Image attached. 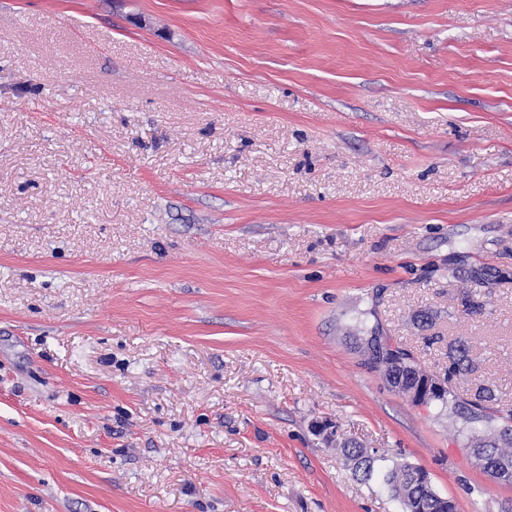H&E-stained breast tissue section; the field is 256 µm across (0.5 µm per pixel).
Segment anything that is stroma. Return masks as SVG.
<instances>
[{
  "mask_svg": "<svg viewBox=\"0 0 512 512\" xmlns=\"http://www.w3.org/2000/svg\"><path fill=\"white\" fill-rule=\"evenodd\" d=\"M370 328L512 408V0H0V512H512ZM344 455L353 462L352 470L356 478L362 481L371 480L375 473V463L378 460H386L385 457L378 456L373 450L369 453L365 448L356 445L344 446ZM421 468L407 462L392 461V466L383 470L379 477L395 497L401 493L407 495L408 503L405 504L408 508L417 500H423L427 512H448L443 504L445 497L439 495L431 486L423 484L431 481L425 468L419 474L423 483L418 479L417 474Z\"/></svg>",
  "mask_w": 512,
  "mask_h": 512,
  "instance_id": "35a3bbf8",
  "label": "stroma"
}]
</instances>
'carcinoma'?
Here are the masks:
<instances>
[{"mask_svg":"<svg viewBox=\"0 0 512 512\" xmlns=\"http://www.w3.org/2000/svg\"><path fill=\"white\" fill-rule=\"evenodd\" d=\"M359 340L365 345L362 354L374 349V354L368 355L365 363L372 369L384 374L393 371L391 349L399 350L401 346L392 345L386 338L375 335V329H370V335L361 336ZM479 371V364L473 357L469 343L458 338L448 343V368L443 376H429L432 381H443L447 386L434 395L425 405H434L448 418L459 421L462 430L466 431L465 447H470L471 438L482 432L486 442V457L493 460L497 469L512 468V410L506 414L495 415L488 411V405L497 400L495 389L490 384L478 385L473 398L470 400L459 397L455 390L454 380L467 377ZM344 455L352 461V470L356 478L362 481L372 479L376 473L375 463L380 460L376 452H368L356 445L344 447ZM421 466L407 462H392V466L380 474L382 483L389 491L397 496L405 494L408 498L406 506H411L418 500L425 502V512H445L443 497L431 486L421 483L418 472Z\"/></svg>","mask_w":512,"mask_h":512,"instance_id":"obj_1","label":"carcinoma"}]
</instances>
